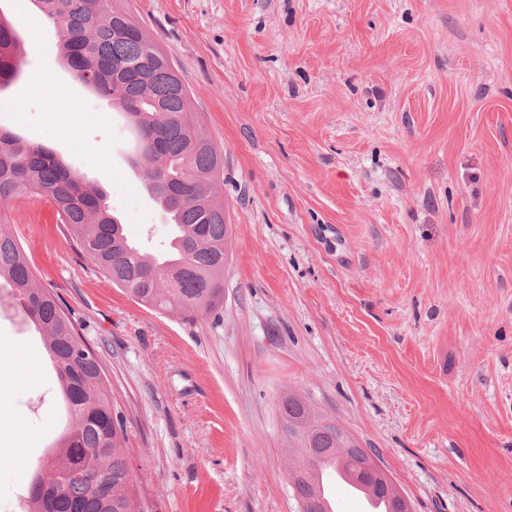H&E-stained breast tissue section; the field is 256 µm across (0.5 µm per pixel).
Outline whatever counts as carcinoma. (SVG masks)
<instances>
[{
	"label": "carcinoma",
	"instance_id": "1",
	"mask_svg": "<svg viewBox=\"0 0 512 512\" xmlns=\"http://www.w3.org/2000/svg\"><path fill=\"white\" fill-rule=\"evenodd\" d=\"M59 34L64 63L94 85L96 96L135 119L136 163L142 184L177 233L176 256L139 250L104 202L102 191L76 176L40 145L0 128V214L25 195L53 201L84 258L139 303L187 319L210 314L224 297L228 228L214 186L224 175V154L191 116L190 92L132 15L114 0H29ZM20 40L0 17V85L18 72ZM44 337L73 422L64 429L47 468H35L23 512H140L137 481L124 445L123 414L108 392L96 355L75 356L78 331L54 294L41 287L24 249L0 225V282ZM281 434L291 464L304 463L314 512H329L317 467L334 462L363 481L366 449L318 412L310 399L288 391L279 400ZM365 482V481H363ZM379 495L388 490L365 482Z\"/></svg>",
	"mask_w": 512,
	"mask_h": 512
}]
</instances>
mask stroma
<instances>
[{
    "mask_svg": "<svg viewBox=\"0 0 512 512\" xmlns=\"http://www.w3.org/2000/svg\"><path fill=\"white\" fill-rule=\"evenodd\" d=\"M123 5L224 153L222 308L138 304L43 198L0 222L100 360L144 512H298L288 390L375 449L414 512H512V0ZM0 11L23 41L0 127L99 185L144 252L165 250L131 123L71 77L43 18ZM43 74L51 88L31 91ZM1 388L0 512H15L67 415L5 284Z\"/></svg>",
    "mask_w": 512,
    "mask_h": 512,
    "instance_id": "35a3bbf8",
    "label": "stroma"
}]
</instances>
